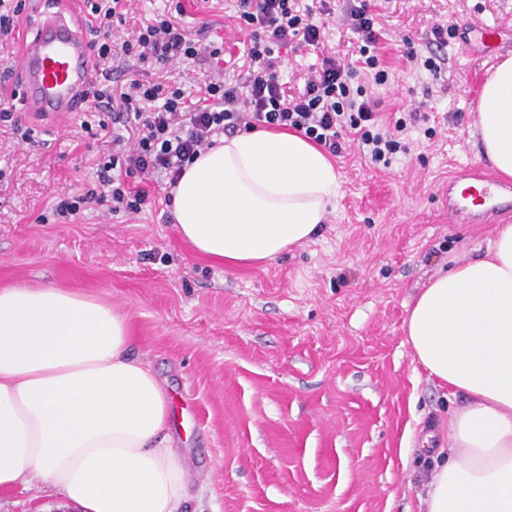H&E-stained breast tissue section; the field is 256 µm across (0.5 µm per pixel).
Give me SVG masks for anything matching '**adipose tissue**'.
Listing matches in <instances>:
<instances>
[{
    "mask_svg": "<svg viewBox=\"0 0 512 512\" xmlns=\"http://www.w3.org/2000/svg\"><path fill=\"white\" fill-rule=\"evenodd\" d=\"M476 127L484 157L511 178L512 57L489 70ZM339 186L297 132L225 135L186 165L173 227L224 267L264 264L314 237ZM404 331L428 376L467 398L426 512H512V224L437 275ZM34 473L80 512H187L169 398L132 357L126 316L51 284L0 289V488Z\"/></svg>",
    "mask_w": 512,
    "mask_h": 512,
    "instance_id": "ef3b65f1",
    "label": "adipose tissue"
}]
</instances>
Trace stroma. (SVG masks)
<instances>
[{
  "label": "stroma",
  "mask_w": 512,
  "mask_h": 512,
  "mask_svg": "<svg viewBox=\"0 0 512 512\" xmlns=\"http://www.w3.org/2000/svg\"><path fill=\"white\" fill-rule=\"evenodd\" d=\"M344 0H294L325 13L318 47L278 58L289 90L322 56L350 64L356 35ZM115 36L165 16L191 39L224 42L209 56L135 64L127 78L180 84L200 95L203 74L236 81L250 30L239 0H124ZM389 80L366 83L381 122L418 110L390 166L353 141L333 162L340 189L318 235L264 266L227 269L175 232L166 179L145 181L136 214L86 210L42 222L55 197L94 180L112 151L108 112L47 124L21 114L29 140L0 132V287L52 284L99 296L124 314L132 354L158 375L175 408L172 433L190 473V512H419L434 473L414 447L427 431L449 448L448 422L464 402L429 379L406 342L410 305L440 268L475 256L512 214L460 224L448 213V176L487 168L474 131L490 67L512 56V0H381ZM491 24L502 53L449 40L441 79L407 62L426 53L433 25ZM0 512H78L38 478L0 489Z\"/></svg>",
  "instance_id": "stroma-1"
}]
</instances>
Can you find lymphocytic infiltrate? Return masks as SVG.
Returning a JSON list of instances; mask_svg holds the SVG:
<instances>
[{"instance_id": "obj_1", "label": "lymphocytic infiltrate", "mask_w": 512, "mask_h": 512, "mask_svg": "<svg viewBox=\"0 0 512 512\" xmlns=\"http://www.w3.org/2000/svg\"><path fill=\"white\" fill-rule=\"evenodd\" d=\"M120 2L85 0L94 21L90 33L97 60L118 54L143 64H165L198 57L196 43L166 18L133 31L120 46H113L112 25L122 17ZM240 6L242 19L252 28L240 80L206 78L205 94L196 100L175 85L131 80L121 95L120 113L136 127L133 142L123 152L100 158L96 182L79 194L59 197L52 210L56 220L64 222L81 210L101 206L113 213L140 212L149 196L135 184V177L162 173L170 184H177L185 165L213 146L215 134L241 128L293 129L333 156L342 152L341 134L346 131L368 148L377 163H389L402 151L397 134L405 130V119H396L393 131H379L378 101L351 85L360 72L378 85L388 81L380 54L383 35L375 27L376 16L367 0H355L346 11L361 42L356 65L323 58L320 68L293 94L281 81L272 54L298 41L317 46L319 23L312 13L294 10L291 0H241ZM148 101L153 104L149 110L144 107Z\"/></svg>"}]
</instances>
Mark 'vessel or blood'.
I'll use <instances>...</instances> for the list:
<instances>
[{
  "instance_id": "1",
  "label": "vessel or blood",
  "mask_w": 512,
  "mask_h": 512,
  "mask_svg": "<svg viewBox=\"0 0 512 512\" xmlns=\"http://www.w3.org/2000/svg\"><path fill=\"white\" fill-rule=\"evenodd\" d=\"M467 31L485 53L499 50L498 27L481 24ZM95 76L92 50L75 13L58 12L41 21L18 51L17 82L0 87V96H18L23 112L53 120L83 111L84 93ZM512 209V182L491 177L481 168L464 166L448 178V212L463 219L465 211L485 218Z\"/></svg>"
}]
</instances>
